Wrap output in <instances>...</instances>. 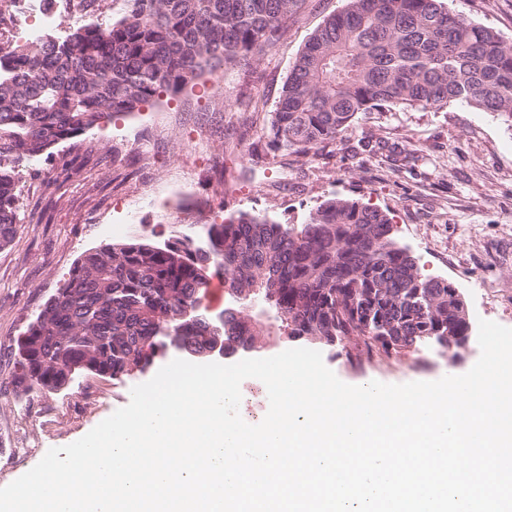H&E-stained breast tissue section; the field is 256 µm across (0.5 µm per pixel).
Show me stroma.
<instances>
[{
    "label": "stroma",
    "instance_id": "1",
    "mask_svg": "<svg viewBox=\"0 0 512 512\" xmlns=\"http://www.w3.org/2000/svg\"><path fill=\"white\" fill-rule=\"evenodd\" d=\"M347 0H306L284 39L253 66L221 70L164 94L142 112L120 116L56 145L54 157L15 167L19 211L14 241L0 249V487L32 469L54 447L77 441L130 401L134 380L83 374L57 392H16L17 341L86 251L121 234L140 202L138 232L153 242L202 244L218 211L247 212L299 225L339 196L387 210L399 240L428 272L458 288L471 321L512 328V130L496 115L460 103L439 111L362 112L335 153L305 161L286 154L253 162L261 132L249 97L274 110L313 31ZM448 9L512 43V0H446ZM480 356L470 342L457 364L429 357L378 358L351 367L323 351L346 384L435 381L469 371Z\"/></svg>",
    "mask_w": 512,
    "mask_h": 512
}]
</instances>
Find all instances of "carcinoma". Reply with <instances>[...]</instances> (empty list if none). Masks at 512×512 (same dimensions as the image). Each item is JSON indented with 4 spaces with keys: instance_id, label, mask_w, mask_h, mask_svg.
Segmentation results:
<instances>
[{
    "instance_id": "1",
    "label": "carcinoma",
    "mask_w": 512,
    "mask_h": 512,
    "mask_svg": "<svg viewBox=\"0 0 512 512\" xmlns=\"http://www.w3.org/2000/svg\"><path fill=\"white\" fill-rule=\"evenodd\" d=\"M120 20L65 38L0 43V158L23 162L116 116L139 112L228 64L248 65L285 36L305 0H127ZM467 104L512 128V43L443 0H347L296 59L251 155L307 159L336 146L355 116ZM20 217L14 170L0 164V249ZM232 305L201 306L209 270ZM259 303L286 335L359 358L428 354L454 363L472 337L458 289L424 272L387 211L332 197L295 228L240 212L206 243L142 238L86 252L18 342L22 392L79 373L122 381L171 357L264 347Z\"/></svg>"
}]
</instances>
